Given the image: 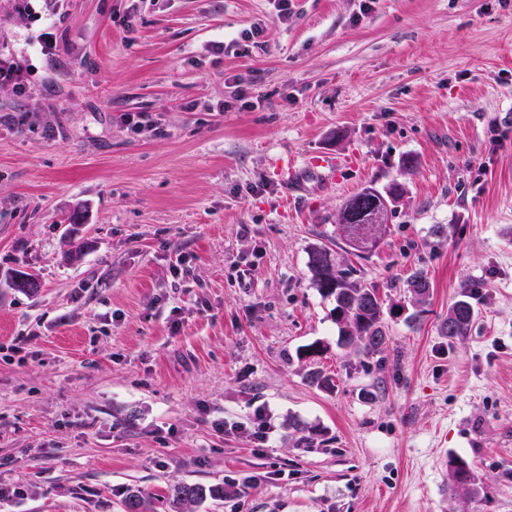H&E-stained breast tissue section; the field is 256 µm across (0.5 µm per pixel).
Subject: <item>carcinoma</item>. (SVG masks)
Segmentation results:
<instances>
[{
  "instance_id": "cac0c4a2",
  "label": "carcinoma",
  "mask_w": 512,
  "mask_h": 512,
  "mask_svg": "<svg viewBox=\"0 0 512 512\" xmlns=\"http://www.w3.org/2000/svg\"><path fill=\"white\" fill-rule=\"evenodd\" d=\"M394 202L398 198L397 188L392 187L382 193L378 189L367 186L360 192L349 197L341 208L345 223L340 231L345 245L356 254H367L376 248L381 239L382 225L375 227V238L371 246L358 247L351 243L350 231H362L364 217L373 212L382 199ZM309 269L312 281L323 298H331L335 306L331 316L338 327L337 344L342 347H355L367 356L380 354L386 343L384 331L383 301L376 289L365 287L350 277V272L336 269L331 252L316 246L309 252ZM409 287L415 305L421 307L428 301L430 284L421 273L412 275ZM474 308L466 299L457 300L448 309V319L443 324V333L448 340L467 333L473 323ZM448 472L453 484L467 488L474 496L480 494L475 473L469 463L460 458L452 457L448 461ZM173 503L183 507H191L204 499L224 497V487L205 486L198 483H182L171 489Z\"/></svg>"
}]
</instances>
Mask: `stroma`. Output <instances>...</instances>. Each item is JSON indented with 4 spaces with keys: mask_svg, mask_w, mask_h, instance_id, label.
<instances>
[{
    "mask_svg": "<svg viewBox=\"0 0 512 512\" xmlns=\"http://www.w3.org/2000/svg\"><path fill=\"white\" fill-rule=\"evenodd\" d=\"M0 55L29 84H0V512L182 482L226 490L194 512H512V0H0ZM319 154L357 166L274 175ZM395 183L346 255L344 200ZM315 246L383 299L382 354L337 346ZM259 409L265 447L224 433ZM473 318L472 304L467 299L457 300L448 309V319L443 324L444 335L448 336V340L465 335L473 323ZM445 465L453 484L467 488L474 496L480 494L475 473L466 460L460 457H451L449 461L447 458Z\"/></svg>",
    "mask_w": 512,
    "mask_h": 512,
    "instance_id": "1",
    "label": "stroma"
}]
</instances>
